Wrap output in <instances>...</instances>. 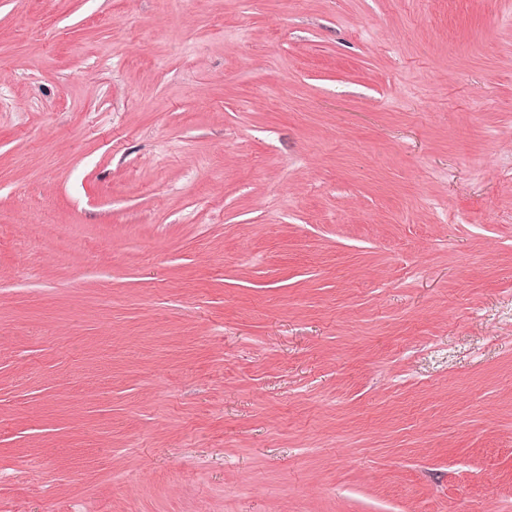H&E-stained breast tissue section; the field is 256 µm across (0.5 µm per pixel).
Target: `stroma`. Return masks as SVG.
Segmentation results:
<instances>
[{
    "label": "stroma",
    "instance_id": "1",
    "mask_svg": "<svg viewBox=\"0 0 512 512\" xmlns=\"http://www.w3.org/2000/svg\"><path fill=\"white\" fill-rule=\"evenodd\" d=\"M77 502L512 512V0H0V512Z\"/></svg>",
    "mask_w": 512,
    "mask_h": 512
}]
</instances>
